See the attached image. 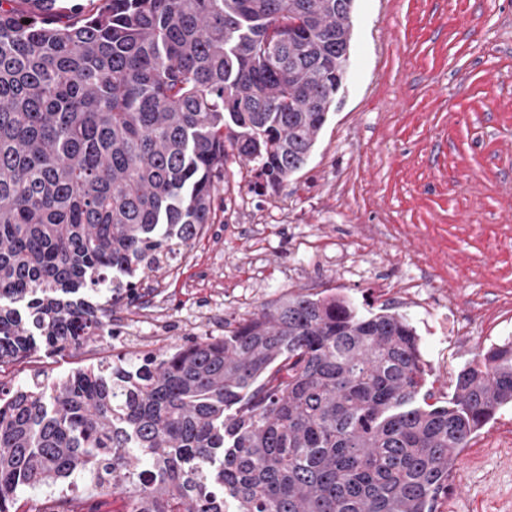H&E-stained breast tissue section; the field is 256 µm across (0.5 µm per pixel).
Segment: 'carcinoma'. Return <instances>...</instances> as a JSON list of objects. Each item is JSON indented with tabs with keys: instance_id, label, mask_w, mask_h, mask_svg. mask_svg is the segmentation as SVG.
<instances>
[{
	"instance_id": "1",
	"label": "carcinoma",
	"mask_w": 512,
	"mask_h": 512,
	"mask_svg": "<svg viewBox=\"0 0 512 512\" xmlns=\"http://www.w3.org/2000/svg\"><path fill=\"white\" fill-rule=\"evenodd\" d=\"M60 2L0 0V374L95 341L89 292L189 246L229 156L273 189L301 170L349 61L354 0ZM426 383L406 315L304 292L222 337L0 378V512L25 489L53 493L41 512L103 490L125 512H435L512 405V338L448 401Z\"/></svg>"
}]
</instances>
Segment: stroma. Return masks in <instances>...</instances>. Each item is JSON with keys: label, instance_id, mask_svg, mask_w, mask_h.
<instances>
[{"label": "stroma", "instance_id": "obj_1", "mask_svg": "<svg viewBox=\"0 0 512 512\" xmlns=\"http://www.w3.org/2000/svg\"><path fill=\"white\" fill-rule=\"evenodd\" d=\"M348 77L307 164L252 189L228 158L211 224L75 354L38 350L11 381L220 336L298 291L409 316L441 399L512 336V0H355ZM437 512H512V408L457 454Z\"/></svg>", "mask_w": 512, "mask_h": 512}]
</instances>
